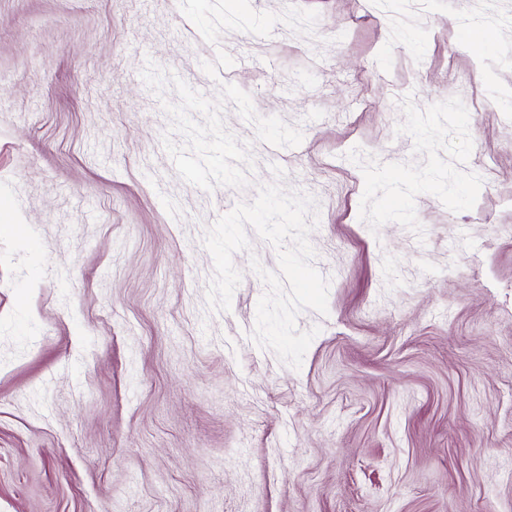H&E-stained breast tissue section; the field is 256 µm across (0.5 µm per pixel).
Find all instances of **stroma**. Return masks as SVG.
<instances>
[{"mask_svg": "<svg viewBox=\"0 0 512 512\" xmlns=\"http://www.w3.org/2000/svg\"><path fill=\"white\" fill-rule=\"evenodd\" d=\"M238 7L0 0V512H512V0ZM278 180L329 282L297 369L255 230L207 301Z\"/></svg>", "mask_w": 512, "mask_h": 512, "instance_id": "35a3bbf8", "label": "stroma"}]
</instances>
